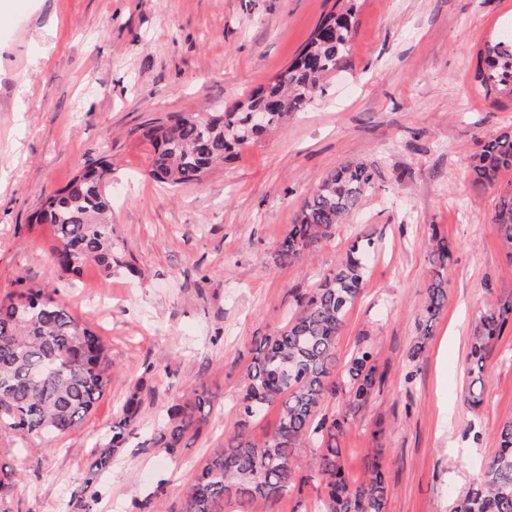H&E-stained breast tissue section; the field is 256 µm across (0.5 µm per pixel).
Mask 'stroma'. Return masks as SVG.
<instances>
[{"mask_svg":"<svg viewBox=\"0 0 512 512\" xmlns=\"http://www.w3.org/2000/svg\"><path fill=\"white\" fill-rule=\"evenodd\" d=\"M334 0H8L0 22V297L46 288L101 336L112 384L78 427L54 440L0 431V462L21 467L11 512H70L95 444L132 393L136 435L98 483L97 512H134L164 482L157 512L185 492L232 431L256 341L282 328L355 239L373 243L361 295L337 338L345 360L370 346L382 382L336 440L346 477L380 448L386 512H454L512 419V320L484 359L478 408L462 402L476 323L512 300V259L491 224L512 170L480 189V139L512 131V99L475 82L480 51L512 28V0H360L347 70L306 111L200 181L171 189L148 176L140 128L205 114L268 84ZM112 161V223L137 271L87 266L59 279L45 198L84 163ZM347 162L378 177L362 210L310 257L274 251L305 198ZM450 249L448 300L418 358L409 352L432 275L431 233ZM205 387L202 432L177 457L151 445L169 409Z\"/></svg>","mask_w":512,"mask_h":512,"instance_id":"1","label":"stroma"}]
</instances>
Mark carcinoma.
Returning <instances> with one entry per match:
<instances>
[{
    "label": "carcinoma",
    "instance_id": "1",
    "mask_svg": "<svg viewBox=\"0 0 512 512\" xmlns=\"http://www.w3.org/2000/svg\"><path fill=\"white\" fill-rule=\"evenodd\" d=\"M282 74L206 116L175 113L145 124L140 134L154 148L149 176L170 186L201 180L224 163L233 151L282 125L288 116L305 111L321 82L345 68L351 55L358 0H335ZM485 95L512 98V35L485 43L474 76ZM255 110L268 112L267 126L250 123ZM502 170H512V133L491 137L472 157L473 183L496 185ZM112 161L104 155L85 163L62 190L49 195L34 216L51 228V253L63 276H77L88 264L106 275L124 265L112 228V200L107 191ZM377 178L376 170L352 162L329 173L305 199L288 234L276 247V261L285 266L314 251L332 237L336 227L357 214ZM502 248L512 258V191L501 195L491 216ZM370 243L356 240L346 257L319 287L298 299L299 310L282 329L263 337L246 368V390L238 404L233 431L201 467L188 487L183 512H224L235 500L261 512L269 503L301 487L296 459L314 445V468L308 480L323 490L321 512H386L390 488L385 460L378 448L363 464V477L352 483L345 476L336 436L348 425V411L330 415L323 408L346 386L351 405L368 400L381 382L370 348L352 354L336 368V342L347 310L361 292L364 257ZM448 242L432 234L429 260L434 275L425 286L418 318L417 340L410 354L416 359L431 336L433 321L447 299L443 270ZM512 301L485 313L476 325L471 358L476 366L463 403H482L483 353L501 334ZM112 382L108 348L88 325L56 299V292L27 289L0 297V430H19L31 437H59L81 424ZM206 394L176 405L152 438L155 447L175 456L186 439L201 433L206 420ZM271 405L279 408L274 430L257 439L253 422ZM139 400L129 397L112 423L104 444L95 447L84 478L70 495L72 512H95L96 482L112 471L117 448L134 434ZM499 448L482 468L479 480L464 491L456 512H512V420L498 430ZM18 478L0 463V512H10L5 492ZM159 482L134 501L136 512H155L164 495Z\"/></svg>",
    "mask_w": 512,
    "mask_h": 512
}]
</instances>
